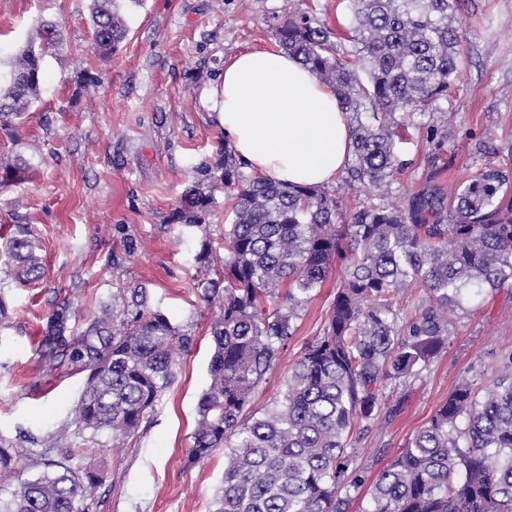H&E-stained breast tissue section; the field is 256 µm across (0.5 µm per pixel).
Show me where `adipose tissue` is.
Returning <instances> with one entry per match:
<instances>
[{
	"label": "adipose tissue",
	"instance_id": "adipose-tissue-1",
	"mask_svg": "<svg viewBox=\"0 0 512 512\" xmlns=\"http://www.w3.org/2000/svg\"><path fill=\"white\" fill-rule=\"evenodd\" d=\"M238 160L290 184H330L351 153L350 117L332 88L293 56L245 51L202 94Z\"/></svg>",
	"mask_w": 512,
	"mask_h": 512
}]
</instances>
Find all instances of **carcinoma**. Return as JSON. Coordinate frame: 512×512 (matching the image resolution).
I'll return each mask as SVG.
<instances>
[{"instance_id":"carcinoma-1","label":"carcinoma","mask_w":512,"mask_h":512,"mask_svg":"<svg viewBox=\"0 0 512 512\" xmlns=\"http://www.w3.org/2000/svg\"><path fill=\"white\" fill-rule=\"evenodd\" d=\"M91 0L97 54L126 39L124 3ZM461 0H348L350 55L307 12L272 16L279 49L336 91L351 113L352 158L343 176L366 201L351 208L324 185L283 184L246 176L229 143L198 170L168 223L200 227L215 192L234 193L224 239L200 241L198 264L224 260L203 297L222 300L210 323L212 382L198 401L190 457L224 453V487L216 512H348L365 484L349 470V438L402 401L387 390L420 377L448 343V314L465 302L512 285V167L485 166L448 187L438 163L451 136L440 102L458 79L461 35L453 13ZM40 43L0 62V137L15 138L19 120L40 99L43 63L63 47L60 25L42 21ZM424 117L433 145L424 187L396 205L391 186L409 165L401 147L406 120ZM34 164L0 154V188L20 184ZM37 243L22 228L4 246L20 281L42 276ZM343 268L320 334L304 349L281 398L260 417L244 416L255 390L278 363L303 306L333 266ZM422 291L412 314L397 306L405 289ZM73 310L50 312L38 352L88 372L75 410L80 430L136 434L170 387L179 354L191 343L147 288H119L112 303L72 334ZM44 471L22 480L0 512H90L96 471L37 458ZM363 512H512V352L477 391L464 379L372 481Z\"/></svg>"}]
</instances>
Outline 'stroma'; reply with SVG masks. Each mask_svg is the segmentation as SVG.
I'll list each match as a JSON object with an SVG mask.
<instances>
[{"label": "stroma", "mask_w": 512, "mask_h": 512, "mask_svg": "<svg viewBox=\"0 0 512 512\" xmlns=\"http://www.w3.org/2000/svg\"><path fill=\"white\" fill-rule=\"evenodd\" d=\"M90 0H0V52L12 55L37 37L40 20L61 24L66 46L46 56L41 100L0 149L36 162L27 181L0 188V246L16 225H29L45 266L44 277L20 284L0 265V444L20 448L17 476L0 478L9 500L18 479L38 468L30 456L41 440L58 438L54 455L97 470L93 512H215L224 486V452L193 461L189 450L200 395L210 384L211 320L219 299H204L201 283L215 267L193 256L203 237L220 239L231 223L232 202L218 192L207 224L186 228L167 217L211 164L224 131L201 105V94L226 59L277 43L268 18L284 7L313 14L336 35L339 51L351 44L345 0H145L128 10V36L111 58L93 50ZM455 25L463 35L459 78L448 94L452 137L443 155L444 184L477 169L512 162V0H465ZM201 72L198 83L190 73ZM93 80L78 87L80 73ZM411 166L394 195L417 191L428 172L421 119L404 130ZM136 243L126 254L124 238ZM341 268L304 306L297 330L278 364L255 391L248 413L262 415L279 398L288 374L322 328ZM145 284L149 302L192 337L175 378L150 414V423L124 444L105 432L77 431L73 417L84 374L65 361L45 365L37 348L52 307L69 300L72 331L98 315L116 288ZM447 345L422 376L396 389L404 408L354 434L355 467L366 480L405 448L447 401L461 380L475 388L495 377L499 358L512 351V288L487 292L455 318Z\"/></svg>", "instance_id": "obj_1"}]
</instances>
